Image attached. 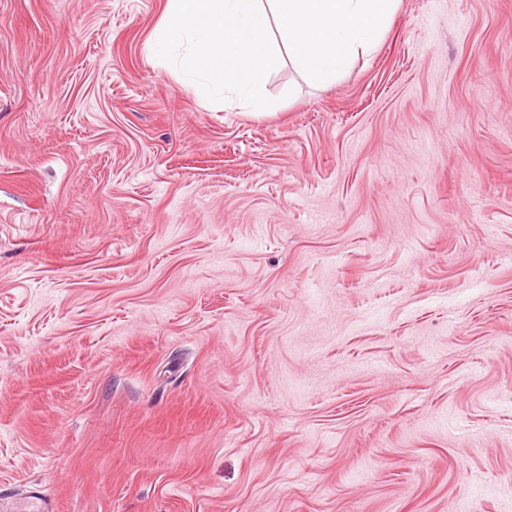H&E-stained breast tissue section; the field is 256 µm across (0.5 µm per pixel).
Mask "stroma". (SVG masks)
Wrapping results in <instances>:
<instances>
[{
    "mask_svg": "<svg viewBox=\"0 0 512 512\" xmlns=\"http://www.w3.org/2000/svg\"><path fill=\"white\" fill-rule=\"evenodd\" d=\"M166 6L0 0V504L512 512V0L260 117Z\"/></svg>",
    "mask_w": 512,
    "mask_h": 512,
    "instance_id": "1",
    "label": "stroma"
}]
</instances>
